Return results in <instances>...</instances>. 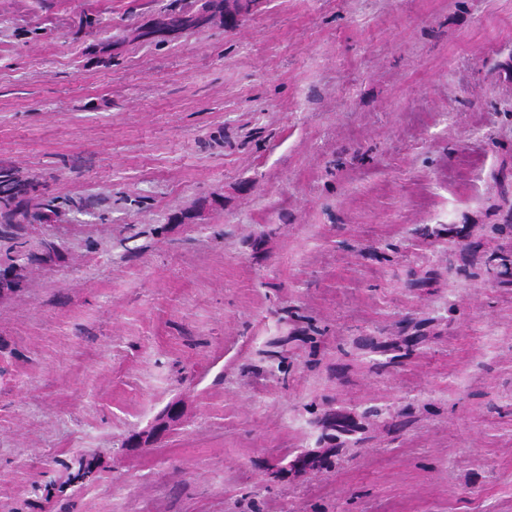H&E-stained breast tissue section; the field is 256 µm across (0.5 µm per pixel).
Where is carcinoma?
<instances>
[{
	"instance_id": "cac0c4a2",
	"label": "carcinoma",
	"mask_w": 512,
	"mask_h": 512,
	"mask_svg": "<svg viewBox=\"0 0 512 512\" xmlns=\"http://www.w3.org/2000/svg\"><path fill=\"white\" fill-rule=\"evenodd\" d=\"M233 2L236 10H241L240 0H193L185 9L171 14L160 15L145 28L138 30V37L153 39L165 43L185 29H198L215 18L223 17L228 2ZM65 217L63 204L59 197L50 193L48 185L20 174L9 163L0 165V238L8 237L19 247L17 256L8 266V275L12 287L23 288L26 280V266L22 263L27 244L28 227L31 224H49L61 221ZM485 275L499 286L512 284V249L499 247L491 251L484 261ZM417 337L408 336L402 343H386L377 338H364L360 345L385 355L383 360H375L371 369L382 372L395 360L412 352ZM337 411L324 410L316 416L323 431L319 438L322 448H334L341 439L359 442L356 434L361 426L358 421L343 424L336 421Z\"/></svg>"
}]
</instances>
